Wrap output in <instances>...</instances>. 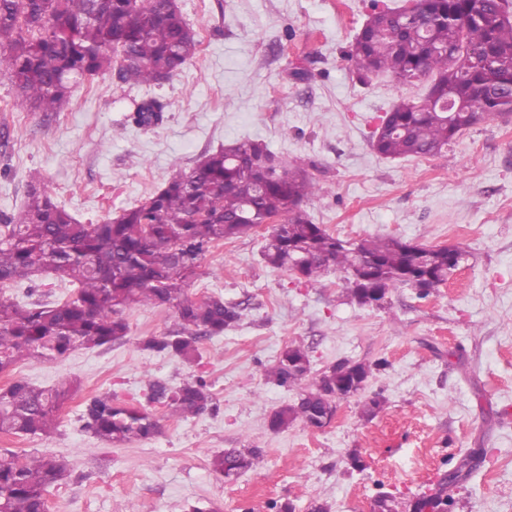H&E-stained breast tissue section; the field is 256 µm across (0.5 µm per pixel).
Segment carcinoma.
<instances>
[{
  "label": "carcinoma",
  "instance_id": "1",
  "mask_svg": "<svg viewBox=\"0 0 512 512\" xmlns=\"http://www.w3.org/2000/svg\"><path fill=\"white\" fill-rule=\"evenodd\" d=\"M507 0H416L411 14L371 0V13L348 51L359 77L387 73L400 84L428 76L421 99H402L386 113V132L372 144L386 158L435 156L471 125L473 111L488 116L512 110V19L501 20ZM197 33L178 0H0V72L13 83L20 106L56 112L72 89L118 68L123 83L159 85L196 54ZM153 99L134 109L140 125L157 121ZM320 187L304 167L292 168L264 143L242 140L202 156L159 192L98 224H82L44 186H30L17 215L0 224V285L42 274L66 279L73 292L52 303L0 298V375L26 359H61L77 348L120 342L122 317L135 305L164 300L180 320L177 331L150 336L143 347L187 362L199 341L237 322V306L219 297L190 300L184 285L201 260L225 240L251 234L267 217L281 216L262 256L274 268L314 279L330 266L350 274L360 259L375 262L377 287L388 293L409 285L408 273L426 272L442 285L456 269L448 251L397 238L350 243L314 224L303 209ZM370 370L340 361L311 375L307 352L285 348L268 373L278 386H299L298 402L277 409L270 427L296 421L321 427L342 396L361 389ZM77 390L68 382L39 388L15 379L0 388V433L49 437L58 412ZM150 400L179 417L213 407L202 378L176 388L155 382ZM84 428L107 443L148 440L158 431L145 409L109 394L85 403ZM260 457L257 448H229L211 461L235 477ZM67 475L51 454L19 457L0 450V512H47L48 488ZM441 495L417 502L416 512H445Z\"/></svg>",
  "mask_w": 512,
  "mask_h": 512
}]
</instances>
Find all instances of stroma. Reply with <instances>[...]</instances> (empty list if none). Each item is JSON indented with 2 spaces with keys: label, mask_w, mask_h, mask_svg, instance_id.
Returning <instances> with one entry per match:
<instances>
[{
  "label": "stroma",
  "mask_w": 512,
  "mask_h": 512,
  "mask_svg": "<svg viewBox=\"0 0 512 512\" xmlns=\"http://www.w3.org/2000/svg\"><path fill=\"white\" fill-rule=\"evenodd\" d=\"M201 44L161 85H129L114 74L76 85L60 111L20 110L0 74V220L16 214L30 182L84 224L138 205L202 155L246 138L288 164L305 163L319 193L304 204L313 223L340 239L395 237L461 248L447 283L419 298L392 290L383 306L358 303L345 274L306 281L267 265L264 234L211 250L189 298L220 296L239 320L203 338L197 361L144 349L176 331L174 309L134 306L120 343L78 349L61 360L26 361L9 378L79 391L46 439L0 434V449L56 454L67 476L47 494L48 512H373L380 494L395 512L435 491L471 457L468 477L448 487V512H512V116L485 119L432 157L387 159L371 146L386 112L425 95L377 75L360 80L348 57L370 0H179ZM155 99L160 123L132 120ZM69 283L43 275L0 287V297L54 302ZM304 348L313 375L340 361L370 366L359 393L341 400L315 430L269 426L298 389L268 380L281 352ZM203 377L217 411L179 418L149 400V384L176 387ZM109 393L146 409L153 438L108 444L83 427L86 399ZM380 398L381 410L362 415ZM256 448L258 463L227 479L214 455Z\"/></svg>",
  "instance_id": "obj_1"
}]
</instances>
